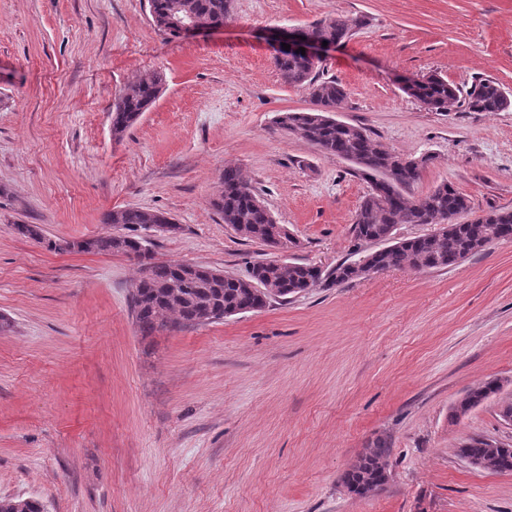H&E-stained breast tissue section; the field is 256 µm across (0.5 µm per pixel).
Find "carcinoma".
Listing matches in <instances>:
<instances>
[{
  "mask_svg": "<svg viewBox=\"0 0 512 512\" xmlns=\"http://www.w3.org/2000/svg\"><path fill=\"white\" fill-rule=\"evenodd\" d=\"M149 14L157 29L178 36L170 19H182L201 25L226 21L231 16V0H148ZM362 17L349 20L326 17L305 27L316 41L340 43L362 27ZM281 79L288 85L306 88L314 108L279 112L274 117L277 128L314 145L323 154L351 163L371 181L354 218L355 238L364 242L379 241L383 247L368 256L344 261L329 271L307 263L259 266L249 272L251 287L242 279L202 265L155 262L146 248V240L135 234L151 231L171 219L162 212L141 207L109 211L102 222L113 231L79 241L47 239L33 224H16L14 231L25 238L46 244L52 251L76 249L98 254H123L136 258L141 275L131 294L136 325L143 336L161 330L187 328L225 317L259 311L271 300L286 301L320 283L343 284L367 275L365 262L373 258L377 266L412 271L445 269L482 252L503 234L512 231V211H490L462 223L453 222L471 210L470 201L452 185L442 182L423 197L411 195L423 170L433 162L429 155L421 158L416 170L403 174L395 162L403 155L373 139L367 129L336 120L335 114L346 101L344 86L336 79L319 76L318 64L303 57L285 55L275 59ZM162 90V77L153 74L128 87L118 96L109 112L112 137L124 132L156 103ZM403 90L429 110L446 112L462 103L471 112H501L512 105L501 86L490 79H480L467 92L441 76L431 74L404 85ZM213 206L224 224L245 238L267 244L276 228V220L261 201L251 181L232 165L224 167ZM399 224H434V232L413 238L396 237ZM499 383L483 381L466 390L453 404L451 418L459 419L500 392ZM457 454L476 461L479 468L498 473L512 472V446L490 442L485 437L469 438L456 449ZM391 448L377 439L357 456L341 477L346 491L361 498L385 490L382 481L391 474ZM35 498L1 497L0 512H43Z\"/></svg>",
  "mask_w": 512,
  "mask_h": 512,
  "instance_id": "carcinoma-1",
  "label": "carcinoma"
}]
</instances>
